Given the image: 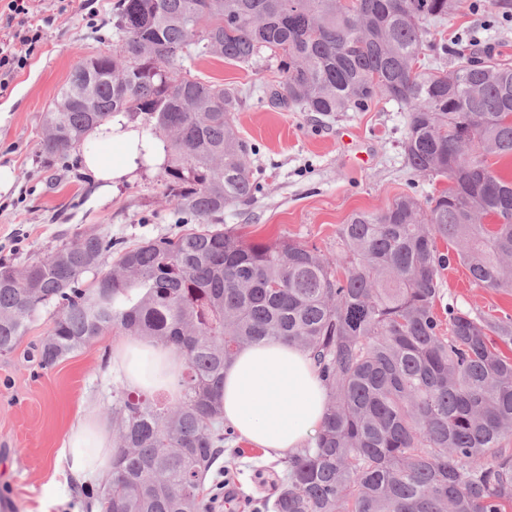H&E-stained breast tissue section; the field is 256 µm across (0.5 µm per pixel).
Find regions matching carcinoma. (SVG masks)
I'll use <instances>...</instances> for the list:
<instances>
[{
	"mask_svg": "<svg viewBox=\"0 0 512 512\" xmlns=\"http://www.w3.org/2000/svg\"><path fill=\"white\" fill-rule=\"evenodd\" d=\"M464 0H117L118 49L75 67L43 118L39 152L64 157L112 115L164 134L171 205L200 227L112 253L84 234L23 268L0 263V354L50 306L39 363L108 333L182 356L179 397L112 392V483L86 491L100 512H204L203 485L231 431L220 423L224 364L245 345L309 350L329 389L312 446L286 461L265 512H512V318L436 312L452 246L472 282L512 294V60L458 43L446 69L421 70L426 19ZM268 50L275 105L406 107L407 163L448 188L421 203L351 214L336 257L294 239L248 241L222 226L248 205L251 146L238 89L191 73ZM113 257L89 285L85 273Z\"/></svg>",
	"mask_w": 512,
	"mask_h": 512,
	"instance_id": "obj_1",
	"label": "carcinoma"
}]
</instances>
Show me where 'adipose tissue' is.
Masks as SVG:
<instances>
[{"instance_id": "adipose-tissue-1", "label": "adipose tissue", "mask_w": 512, "mask_h": 512, "mask_svg": "<svg viewBox=\"0 0 512 512\" xmlns=\"http://www.w3.org/2000/svg\"><path fill=\"white\" fill-rule=\"evenodd\" d=\"M84 167L101 191L116 189L166 161L163 140L142 137L137 125L117 114L92 131ZM183 358L142 338H126L112 348L110 369L131 390L162 386L176 390ZM328 390L310 353L281 340L240 349L224 369L223 418L241 438L267 456L292 455L317 434ZM64 463L79 481L112 477L110 426L93 408H79L67 432Z\"/></svg>"}]
</instances>
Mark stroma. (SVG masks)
Segmentation results:
<instances>
[{
    "label": "stroma",
    "mask_w": 512,
    "mask_h": 512,
    "mask_svg": "<svg viewBox=\"0 0 512 512\" xmlns=\"http://www.w3.org/2000/svg\"><path fill=\"white\" fill-rule=\"evenodd\" d=\"M117 0H40L36 22L40 47L29 67L0 93V167L14 181L0 192V261L22 268L42 260L77 235L112 238L120 247L146 238L185 232L169 204L164 171L142 174L103 193L82 164L81 149L49 158L38 150L42 120L80 59L116 50ZM429 47L422 67L451 62L447 47L466 40L496 45L512 58V16L491 0H466L463 9L436 22L424 21ZM193 74L237 87L243 101L235 114L239 135L252 144L251 170L259 189L247 206L224 210L225 227L250 241L292 238L336 253L341 224L357 211H377L409 193L426 200L446 181L418 176L408 166L403 142L407 112L380 100L360 112L323 115L270 102L280 75L274 61L244 68L217 57L198 61ZM455 306L477 315L512 317V295L472 284L459 261L443 270L439 309ZM46 309L17 349L0 354V498L16 512H87V500L57 462L65 452L78 407L108 415L119 380L108 368L113 335L98 337L44 369L37 350L52 323ZM284 477L280 459L238 439L227 440L208 473L204 490L215 496L210 512H255Z\"/></svg>",
    "instance_id": "35a3bbf8"
}]
</instances>
